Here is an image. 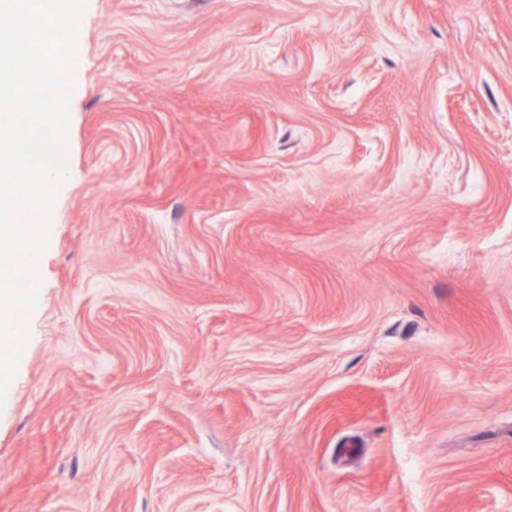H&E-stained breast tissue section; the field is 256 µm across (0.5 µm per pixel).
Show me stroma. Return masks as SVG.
<instances>
[{"instance_id":"1","label":"stroma","mask_w":512,"mask_h":512,"mask_svg":"<svg viewBox=\"0 0 512 512\" xmlns=\"http://www.w3.org/2000/svg\"><path fill=\"white\" fill-rule=\"evenodd\" d=\"M0 512H512V0H89Z\"/></svg>"}]
</instances>
